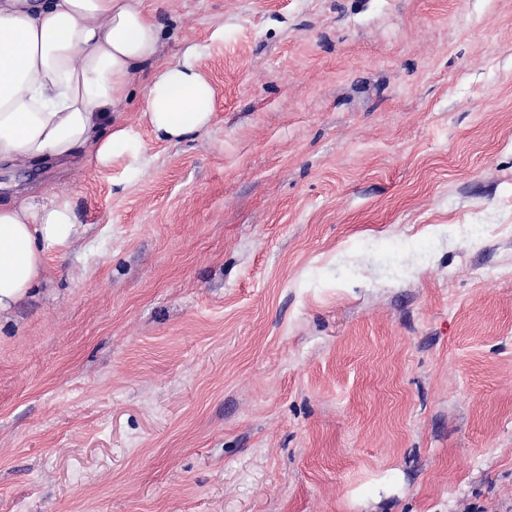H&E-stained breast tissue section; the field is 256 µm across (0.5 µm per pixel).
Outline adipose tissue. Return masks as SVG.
Wrapping results in <instances>:
<instances>
[{
	"instance_id": "1",
	"label": "adipose tissue",
	"mask_w": 512,
	"mask_h": 512,
	"mask_svg": "<svg viewBox=\"0 0 512 512\" xmlns=\"http://www.w3.org/2000/svg\"><path fill=\"white\" fill-rule=\"evenodd\" d=\"M162 39L144 0H0V164L79 156L97 171L125 156L142 170L145 148L120 111L144 66L140 117L156 140L207 128L215 89L197 67L199 46L164 63ZM76 222L64 194L0 200V314L29 294Z\"/></svg>"
}]
</instances>
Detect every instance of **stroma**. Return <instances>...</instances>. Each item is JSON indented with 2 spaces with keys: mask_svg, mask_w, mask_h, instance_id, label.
<instances>
[{
  "mask_svg": "<svg viewBox=\"0 0 512 512\" xmlns=\"http://www.w3.org/2000/svg\"><path fill=\"white\" fill-rule=\"evenodd\" d=\"M210 127L89 172L0 317V512H512V0H147ZM223 39H216V30Z\"/></svg>",
  "mask_w": 512,
  "mask_h": 512,
  "instance_id": "obj_1",
  "label": "stroma"
}]
</instances>
